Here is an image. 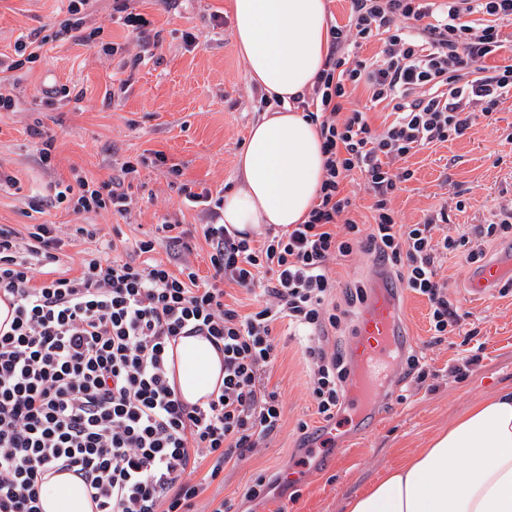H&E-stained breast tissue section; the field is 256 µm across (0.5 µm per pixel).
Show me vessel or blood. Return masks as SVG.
I'll list each match as a JSON object with an SVG mask.
<instances>
[{
	"instance_id": "1",
	"label": "vessel or blood",
	"mask_w": 512,
	"mask_h": 512,
	"mask_svg": "<svg viewBox=\"0 0 512 512\" xmlns=\"http://www.w3.org/2000/svg\"><path fill=\"white\" fill-rule=\"evenodd\" d=\"M512 277V254L467 268L464 284L468 296L484 299L490 288ZM410 340L404 328L402 306L390 289L382 288L367 302L357 325L354 347L360 366L357 383L344 396V405L355 411L370 405L380 391L386 372Z\"/></svg>"
}]
</instances>
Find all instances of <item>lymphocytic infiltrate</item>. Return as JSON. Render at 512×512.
I'll list each match as a JSON object with an SVG mask.
<instances>
[{"instance_id":"f902f5d3","label":"lymphocytic infiltrate","mask_w":512,"mask_h":512,"mask_svg":"<svg viewBox=\"0 0 512 512\" xmlns=\"http://www.w3.org/2000/svg\"><path fill=\"white\" fill-rule=\"evenodd\" d=\"M509 26L512 0H350L347 24L329 27L311 92L296 100L322 139L317 202L304 223L258 244L223 224L222 199L187 194L207 207L209 282L188 261L192 231L178 224L161 222L160 239L137 241L132 258L115 256L110 242L83 258L78 276L40 281L35 266L57 263L65 244L57 226L32 225L23 238L1 224L0 302L14 316L0 325V512H41L40 486L59 471L83 480L95 512H196L205 485L281 426L280 395L265 378L281 354L283 320L303 338L318 414L333 419L354 369L330 337L366 299L360 285L338 291L339 259H383L403 288L426 297L434 340L457 330L438 259L480 262L485 246L512 234V219L438 239L432 221L400 223L392 199L413 176L402 160L461 137L475 114L512 99V64L494 62L512 51ZM371 41L378 52L361 57ZM359 90L361 110L351 105ZM372 109L391 122L373 126ZM135 171L121 167L122 176ZM357 176L372 198L365 227L347 189ZM121 178H77L54 202L77 215H127ZM159 242L172 264L151 259ZM228 284L257 291L252 312L225 303ZM183 336L206 337L224 355V383L200 404L182 402L169 381L167 352Z\"/></svg>"}]
</instances>
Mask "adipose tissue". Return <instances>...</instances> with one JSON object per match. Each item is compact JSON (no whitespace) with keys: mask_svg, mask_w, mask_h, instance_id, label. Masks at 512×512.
Here are the masks:
<instances>
[{"mask_svg":"<svg viewBox=\"0 0 512 512\" xmlns=\"http://www.w3.org/2000/svg\"><path fill=\"white\" fill-rule=\"evenodd\" d=\"M233 32L245 75L280 108L254 122L237 159L238 186L224 196L228 228L301 224L317 201L325 156L316 125L293 103L308 93L329 48L327 0H232ZM186 403L205 401L224 381V357L205 337L184 336L168 361ZM45 512H92L81 480L53 475ZM345 512H512V389L472 405L427 447L352 497Z\"/></svg>","mask_w":512,"mask_h":512,"instance_id":"obj_1","label":"adipose tissue"}]
</instances>
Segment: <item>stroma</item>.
Wrapping results in <instances>:
<instances>
[{"label": "stroma", "instance_id": "35a3bbf8", "mask_svg": "<svg viewBox=\"0 0 512 512\" xmlns=\"http://www.w3.org/2000/svg\"><path fill=\"white\" fill-rule=\"evenodd\" d=\"M232 0H92L84 30L93 42L57 37L63 0H0V56L19 58L21 43L36 32L47 42L38 61L0 81L15 108L0 112V171L19 189L0 187V224L58 225L66 245L57 272L77 275L96 245L76 236L93 224L100 239L121 229L125 256L135 241L153 236L162 219L184 228L207 223L202 207L187 203L183 188L218 196L238 184L237 157L250 126L261 116L259 90L247 80L229 18ZM143 14L146 34L136 37L118 22V6ZM67 86L68 96L56 95ZM52 136L50 165H42L34 130ZM137 172L126 188L127 216L111 211L76 215L65 208L32 213L74 174L99 184L124 162ZM413 172L392 202L402 223L439 218L436 236L498 221L512 206V101L474 119L466 134L408 157ZM462 256L442 259L440 276L449 300L465 313L462 334L431 338L426 298L404 292L407 348L429 371L424 385L394 366L387 385L366 411L365 425L339 413L336 441L321 445L324 420L309 395V369L299 339L287 323L276 332L282 348L270 373L283 405L279 432L224 477L210 484L199 504L230 500L235 512H344L348 499L426 447L456 416L500 390L512 388V291H495L478 306L463 291ZM478 355L471 366L463 357ZM307 431H300V423ZM299 466L293 485L277 484L265 497L244 492L257 474Z\"/></svg>", "mask_w": 512, "mask_h": 512}]
</instances>
